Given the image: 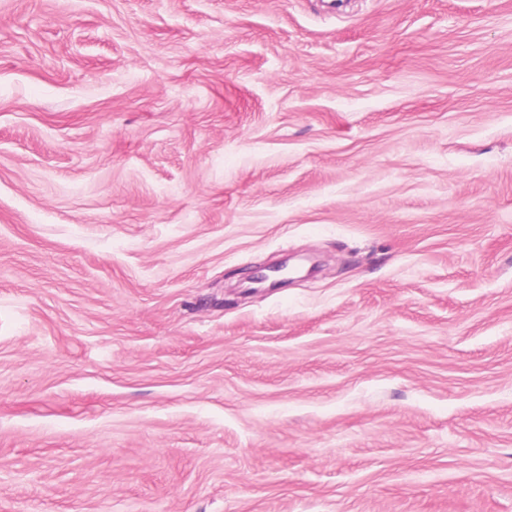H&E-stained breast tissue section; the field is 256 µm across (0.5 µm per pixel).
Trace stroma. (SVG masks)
I'll use <instances>...</instances> for the list:
<instances>
[{
	"label": "stroma",
	"mask_w": 512,
	"mask_h": 512,
	"mask_svg": "<svg viewBox=\"0 0 512 512\" xmlns=\"http://www.w3.org/2000/svg\"><path fill=\"white\" fill-rule=\"evenodd\" d=\"M0 512H512V0H0ZM268 273H262L261 275L252 278L254 284H258V287H251L248 291L254 293L260 290V288H276L279 285L286 284L295 279V277H291L290 275L297 274L299 269L297 267L290 268L288 264V260L275 263L266 267ZM269 282L267 287L263 286L265 283Z\"/></svg>",
	"instance_id": "1"
}]
</instances>
